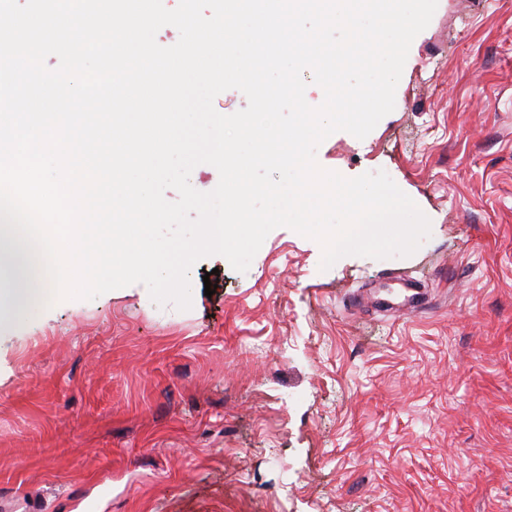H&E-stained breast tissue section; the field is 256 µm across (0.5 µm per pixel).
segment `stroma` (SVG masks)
<instances>
[{
  "mask_svg": "<svg viewBox=\"0 0 512 512\" xmlns=\"http://www.w3.org/2000/svg\"><path fill=\"white\" fill-rule=\"evenodd\" d=\"M316 158L429 238L324 270L280 227L197 261L187 310L0 306V512H512V0H438L394 110Z\"/></svg>",
  "mask_w": 512,
  "mask_h": 512,
  "instance_id": "obj_1",
  "label": "stroma"
}]
</instances>
